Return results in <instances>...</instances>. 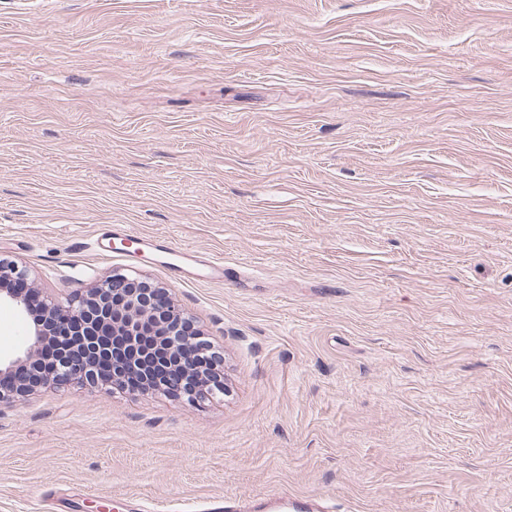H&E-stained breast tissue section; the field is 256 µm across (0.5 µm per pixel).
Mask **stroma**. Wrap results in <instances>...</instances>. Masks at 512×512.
Here are the masks:
<instances>
[{
    "label": "stroma",
    "instance_id": "stroma-1",
    "mask_svg": "<svg viewBox=\"0 0 512 512\" xmlns=\"http://www.w3.org/2000/svg\"><path fill=\"white\" fill-rule=\"evenodd\" d=\"M0 259L153 282L224 357L0 405V512H512V0H0ZM183 258V264L178 266L177 272L181 278L188 281H195L198 278L205 277L211 280L222 281L224 279V261L211 259L205 263H200L194 252L187 248H176ZM200 266H204L208 271L199 273Z\"/></svg>",
    "mask_w": 512,
    "mask_h": 512
}]
</instances>
